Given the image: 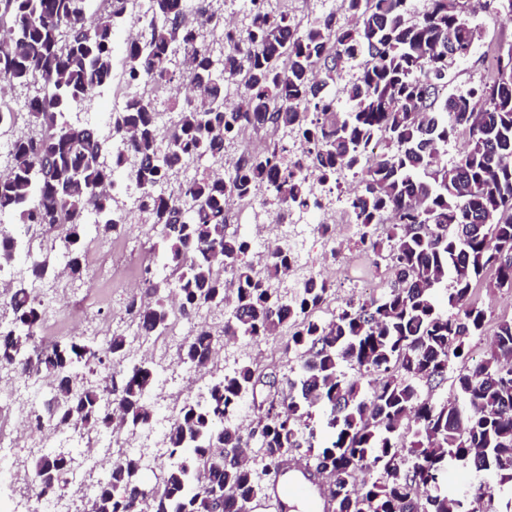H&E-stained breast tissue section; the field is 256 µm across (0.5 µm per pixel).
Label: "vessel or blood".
<instances>
[{"label":"vessel or blood","mask_w":512,"mask_h":512,"mask_svg":"<svg viewBox=\"0 0 512 512\" xmlns=\"http://www.w3.org/2000/svg\"><path fill=\"white\" fill-rule=\"evenodd\" d=\"M334 512L329 485L300 458L283 461L280 475L269 482L261 503L262 512Z\"/></svg>","instance_id":"obj_1"}]
</instances>
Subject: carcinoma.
<instances>
[{"mask_svg":"<svg viewBox=\"0 0 512 512\" xmlns=\"http://www.w3.org/2000/svg\"><path fill=\"white\" fill-rule=\"evenodd\" d=\"M129 2L0 0V80L15 94L0 98V125L15 103L27 111L24 126L10 129L0 212L29 233L56 234L67 251L61 285L49 259L0 226V268L22 270L0 289L8 309L0 372L45 388L38 425L74 438L69 448L48 443L31 454L27 500L47 508L91 439L159 427L168 453L159 482L146 481L140 450H121L96 480L90 512H213L218 497L223 512H250L262 494L256 462L243 455L251 439L264 470L302 448L312 453L336 485L335 512H512V500L496 498L512 491V318L498 323L490 354L457 375L465 404L423 395L483 330L473 286L492 269L495 287L512 288V264L497 262L503 247L512 250V44L494 51L491 77L450 91L449 69L481 38L471 0H425L420 11L414 0H341L346 25L321 13L301 29L288 12L243 0L237 41L224 35V0H149L125 47L123 106L103 128L75 120L73 103L87 112L112 84L113 40ZM230 83L242 88L231 102ZM161 112L171 113L164 134ZM246 126L312 145L310 165L325 177L341 169L361 177L349 204L360 242L391 272L383 293L348 300L323 322L312 313L332 289L326 279L312 273L289 295L273 287L288 277L287 247H272L265 272L255 269L253 240L226 223L228 202L265 184L277 207L305 208L309 187L288 174L286 144L241 154L223 178L200 167L222 163ZM461 128L468 141L442 162L439 145ZM110 138L126 151L112 155ZM373 138L382 146L369 161ZM121 181L139 189L132 214L150 225L160 258L124 304L143 335L162 334L176 317L201 319L176 353L177 365L197 370L225 337L291 332L285 349L300 367L257 434L224 423L254 389L249 363L185 398L167 422L150 396L153 369L128 360L123 334L38 349L53 305L32 287L56 294L88 283L85 232L98 241L126 233L125 204L109 194ZM386 217L392 226L381 236ZM224 272L234 289L228 313ZM363 372L377 376L370 391ZM315 407L328 428L317 445L302 441ZM450 465L473 476L459 492L442 488Z\"/></svg>","mask_w":512,"mask_h":512,"instance_id":"1","label":"carcinoma"}]
</instances>
